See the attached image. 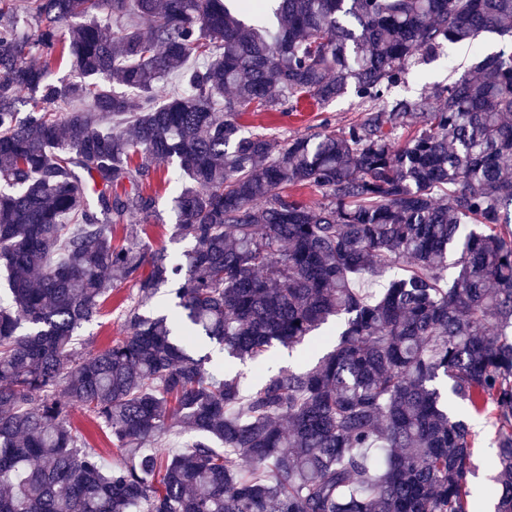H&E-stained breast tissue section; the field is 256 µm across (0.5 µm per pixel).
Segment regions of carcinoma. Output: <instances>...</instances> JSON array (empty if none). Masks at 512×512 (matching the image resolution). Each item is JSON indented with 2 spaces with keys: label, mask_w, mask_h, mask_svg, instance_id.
I'll return each mask as SVG.
<instances>
[{
  "label": "carcinoma",
  "mask_w": 512,
  "mask_h": 512,
  "mask_svg": "<svg viewBox=\"0 0 512 512\" xmlns=\"http://www.w3.org/2000/svg\"><path fill=\"white\" fill-rule=\"evenodd\" d=\"M263 10L0 0V512H468L475 432L442 380L496 427L490 497L512 512V52L481 44L512 35V0H278L275 32ZM449 44L472 70L392 95ZM350 89L361 117L338 133L282 144L241 123ZM169 161L180 261L142 238L143 183ZM175 281L127 336L75 350L113 285L150 301ZM332 317L312 366L270 364ZM172 418L184 452L164 446ZM70 416L72 427L87 437L91 446L97 448L108 465L120 461V456L116 449L112 447V442L107 437L108 432L105 427L91 421L84 411L80 409L72 410Z\"/></svg>",
  "instance_id": "cac0c4a2"
}]
</instances>
